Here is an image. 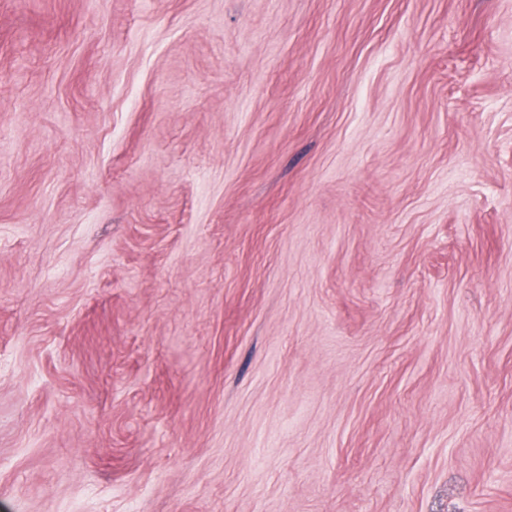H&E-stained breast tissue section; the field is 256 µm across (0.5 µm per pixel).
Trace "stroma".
Returning <instances> with one entry per match:
<instances>
[{"label": "stroma", "mask_w": 512, "mask_h": 512, "mask_svg": "<svg viewBox=\"0 0 512 512\" xmlns=\"http://www.w3.org/2000/svg\"><path fill=\"white\" fill-rule=\"evenodd\" d=\"M0 512H512V0H0Z\"/></svg>", "instance_id": "obj_1"}]
</instances>
